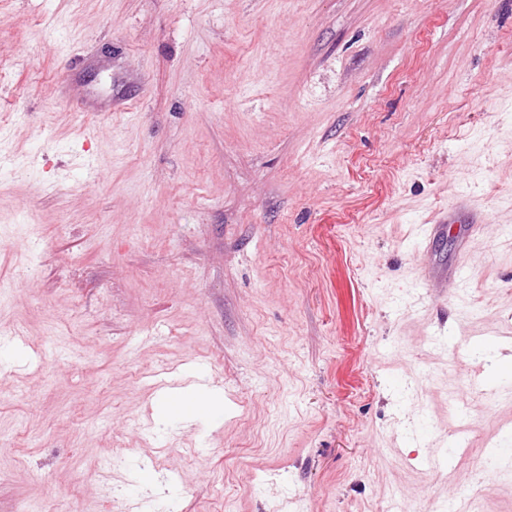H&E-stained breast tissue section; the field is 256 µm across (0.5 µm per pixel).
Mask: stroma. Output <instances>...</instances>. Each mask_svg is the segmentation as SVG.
<instances>
[{
  "label": "stroma",
  "mask_w": 512,
  "mask_h": 512,
  "mask_svg": "<svg viewBox=\"0 0 512 512\" xmlns=\"http://www.w3.org/2000/svg\"><path fill=\"white\" fill-rule=\"evenodd\" d=\"M1 114L0 512H512L468 384L512 347V0H0ZM184 368L222 424L159 416Z\"/></svg>",
  "instance_id": "35a3bbf8"
}]
</instances>
